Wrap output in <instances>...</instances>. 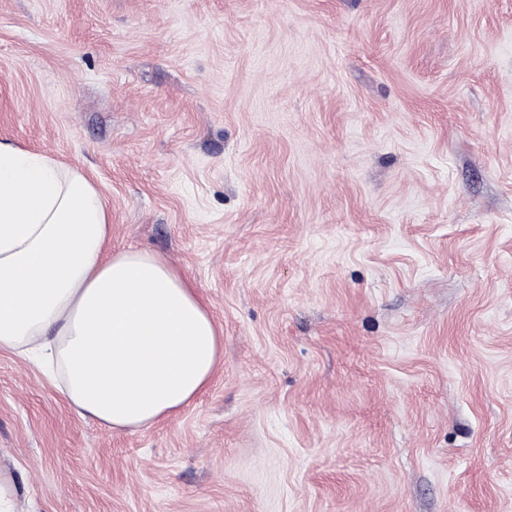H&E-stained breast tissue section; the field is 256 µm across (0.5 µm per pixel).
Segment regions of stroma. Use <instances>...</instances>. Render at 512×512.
Instances as JSON below:
<instances>
[{
    "label": "stroma",
    "instance_id": "stroma-1",
    "mask_svg": "<svg viewBox=\"0 0 512 512\" xmlns=\"http://www.w3.org/2000/svg\"><path fill=\"white\" fill-rule=\"evenodd\" d=\"M0 141L224 330L135 433L0 351L18 512H512V0H0Z\"/></svg>",
    "mask_w": 512,
    "mask_h": 512
}]
</instances>
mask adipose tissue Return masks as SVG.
I'll list each match as a JSON object with an SVG mask.
<instances>
[{
    "mask_svg": "<svg viewBox=\"0 0 512 512\" xmlns=\"http://www.w3.org/2000/svg\"><path fill=\"white\" fill-rule=\"evenodd\" d=\"M110 229L85 175L0 142V350L80 416L136 432L208 386L224 332L164 255L111 249Z\"/></svg>",
    "mask_w": 512,
    "mask_h": 512,
    "instance_id": "1",
    "label": "adipose tissue"
}]
</instances>
